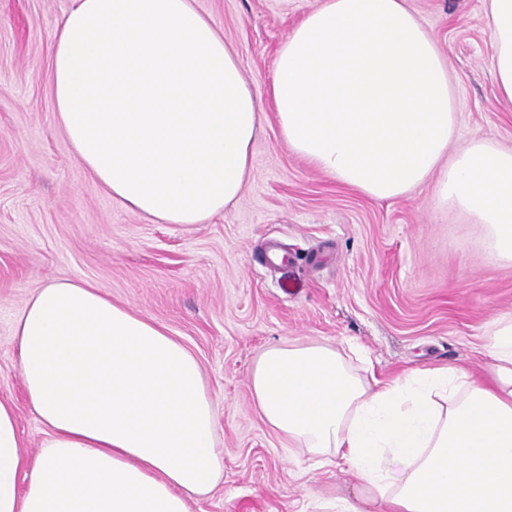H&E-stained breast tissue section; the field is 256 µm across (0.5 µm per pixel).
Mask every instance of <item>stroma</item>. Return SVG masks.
Listing matches in <instances>:
<instances>
[{"instance_id":"stroma-1","label":"stroma","mask_w":512,"mask_h":512,"mask_svg":"<svg viewBox=\"0 0 512 512\" xmlns=\"http://www.w3.org/2000/svg\"><path fill=\"white\" fill-rule=\"evenodd\" d=\"M259 91L280 44L315 0H196ZM453 77L455 146H512L496 100L483 0H409ZM71 0H0V399L18 408L28 454L44 428L19 375L13 325L37 288L82 280L151 318L198 359L217 398L224 475L190 512H313L356 494L335 467L284 447L254 406L250 369L283 338L358 347L376 378L440 364L485 367L512 317V263L481 225L437 206L434 184L378 202L312 169L265 108L252 174L203 224L136 215L75 157L51 105V34Z\"/></svg>"}]
</instances>
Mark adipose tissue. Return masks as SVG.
Listing matches in <instances>:
<instances>
[{"mask_svg": "<svg viewBox=\"0 0 512 512\" xmlns=\"http://www.w3.org/2000/svg\"><path fill=\"white\" fill-rule=\"evenodd\" d=\"M484 4L512 105V0ZM53 38V110L78 161L131 212L184 226L222 213L251 175L267 99L315 169L378 201L435 179L438 203L512 262V147L477 137L450 152V71L408 0H318L263 94L195 0H72ZM14 339L45 438L24 452L17 410L0 400V512H189L218 484L214 397L150 318L88 282H51ZM487 354L486 378L442 365L369 381L334 347L286 339L256 358L251 395L289 447L357 479L355 498L323 512H512V319Z\"/></svg>", "mask_w": 512, "mask_h": 512, "instance_id": "ef3b65f1", "label": "adipose tissue"}]
</instances>
